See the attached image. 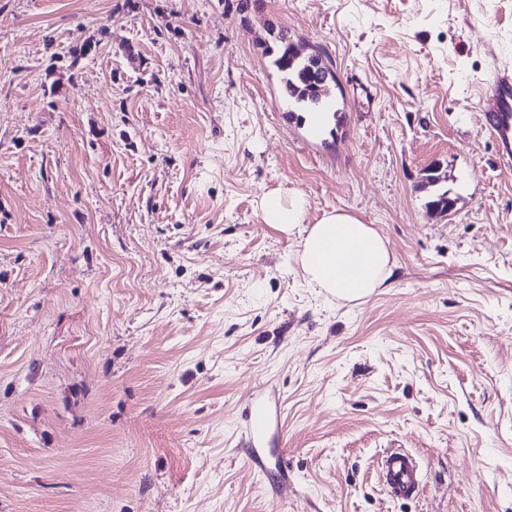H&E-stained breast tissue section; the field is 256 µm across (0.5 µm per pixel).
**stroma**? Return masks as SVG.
Here are the masks:
<instances>
[{
  "instance_id": "obj_1",
  "label": "stroma",
  "mask_w": 512,
  "mask_h": 512,
  "mask_svg": "<svg viewBox=\"0 0 512 512\" xmlns=\"http://www.w3.org/2000/svg\"><path fill=\"white\" fill-rule=\"evenodd\" d=\"M281 32L336 74L322 132ZM506 67L512 0H0V512H512ZM272 190L371 225L392 277L307 287ZM261 395L284 474L248 460ZM276 41V49H271L268 53L272 55V65L281 75L283 100L292 108L288 112H301V109L306 110L320 95L327 94L329 83L336 82V75L319 55L305 56L294 51L288 37L283 33H278ZM327 73L330 75L327 87L318 88ZM481 119L490 130L499 159H512V72L495 78L490 93L482 102ZM381 481L387 493L395 499L413 497L421 482V467L410 454L398 448L383 452L379 459Z\"/></svg>"
}]
</instances>
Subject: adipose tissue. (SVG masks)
Returning a JSON list of instances; mask_svg holds the SVG:
<instances>
[{
	"mask_svg": "<svg viewBox=\"0 0 512 512\" xmlns=\"http://www.w3.org/2000/svg\"><path fill=\"white\" fill-rule=\"evenodd\" d=\"M258 209L263 223L284 233L304 227L299 262L310 287L351 301L366 298L392 274L384 239L354 215L332 210L313 225H305L306 201L297 192L273 190L262 194Z\"/></svg>",
	"mask_w": 512,
	"mask_h": 512,
	"instance_id": "ef3b65f1",
	"label": "adipose tissue"
}]
</instances>
